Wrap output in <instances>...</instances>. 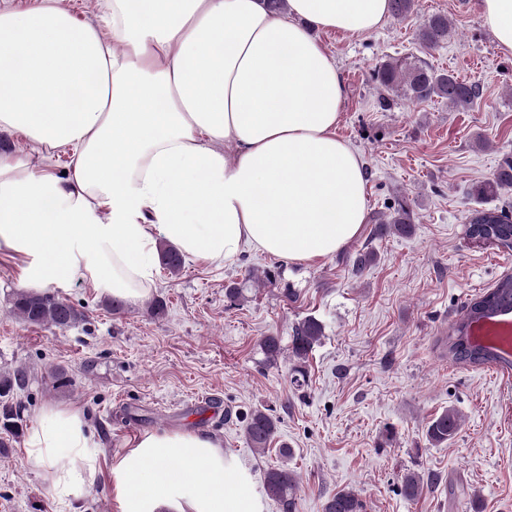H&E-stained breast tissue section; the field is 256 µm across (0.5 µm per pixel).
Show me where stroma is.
I'll return each mask as SVG.
<instances>
[{"instance_id":"obj_1","label":"stroma","mask_w":512,"mask_h":512,"mask_svg":"<svg viewBox=\"0 0 512 512\" xmlns=\"http://www.w3.org/2000/svg\"><path fill=\"white\" fill-rule=\"evenodd\" d=\"M479 2L417 0L407 18H388L368 34L319 35L345 78L338 132L365 164L367 214L389 215L395 199L406 198L410 235L373 238L364 229L335 255L293 266L248 250L221 266L188 258L178 276L158 270L147 301L120 314L72 279L50 287L85 312L66 329L12 314L22 265L1 254L0 371L21 365L32 375L23 431L44 404L58 402L89 413L109 458L144 432H206L246 470L261 512H282L264 475L284 462L300 479L296 512H322L341 490L355 492L366 512H512V370L452 362L439 345L465 304L512 275V252L466 233L478 205L512 206V189L481 204L472 193L512 154V55L483 26ZM435 13L447 15L451 33L426 55L417 33ZM410 55L478 82L481 99L452 108L397 97L381 110L386 91L375 69ZM364 245L375 260L358 273L350 257ZM236 284L248 291L234 303L224 290ZM156 298L166 305L159 317L147 309ZM308 317L322 323L323 337L300 389L293 359L285 353L266 364L259 342L276 336L286 349ZM55 368L66 385L52 380ZM449 407L460 415L458 431L432 444L427 425ZM255 409L278 421L262 454L244 431ZM24 443L17 438L0 455V512H117L102 481L80 501H55L24 465ZM409 471L426 481L414 501L400 493Z\"/></svg>"}]
</instances>
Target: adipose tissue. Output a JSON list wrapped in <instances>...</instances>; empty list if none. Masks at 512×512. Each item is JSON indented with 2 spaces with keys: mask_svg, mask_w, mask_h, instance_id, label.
<instances>
[{
  "mask_svg": "<svg viewBox=\"0 0 512 512\" xmlns=\"http://www.w3.org/2000/svg\"><path fill=\"white\" fill-rule=\"evenodd\" d=\"M98 8L81 24L56 0L0 6V131L72 156L61 178L0 154V253L23 262L27 287L79 278L135 304L162 240L212 265L245 247L293 265L360 233L367 173L338 133L347 87L313 32H371L388 0ZM480 12L512 54V0H480ZM24 462L63 504L104 474L118 512H259L221 442L196 431L142 434L105 467L87 414L49 403Z\"/></svg>",
  "mask_w": 512,
  "mask_h": 512,
  "instance_id": "1",
  "label": "adipose tissue"
}]
</instances>
